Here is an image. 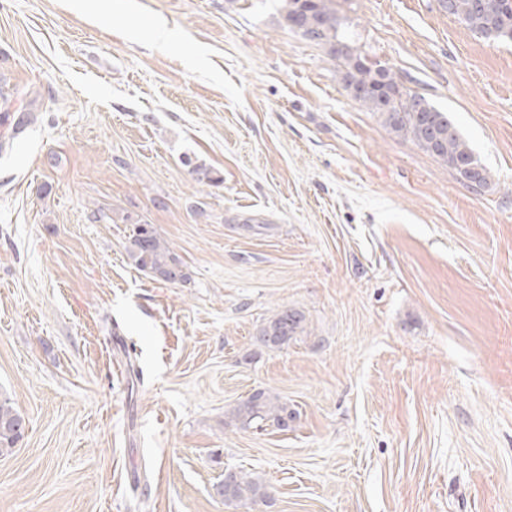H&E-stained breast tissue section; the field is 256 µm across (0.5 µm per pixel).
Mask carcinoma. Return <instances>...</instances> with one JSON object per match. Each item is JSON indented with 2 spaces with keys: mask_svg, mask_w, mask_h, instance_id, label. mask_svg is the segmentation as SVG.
Listing matches in <instances>:
<instances>
[{
  "mask_svg": "<svg viewBox=\"0 0 512 512\" xmlns=\"http://www.w3.org/2000/svg\"><path fill=\"white\" fill-rule=\"evenodd\" d=\"M332 2L283 0L285 26L310 42L328 47L331 58L340 63L344 89L355 92L352 100L377 114L392 133L442 160L472 190L487 188L489 171L476 158L448 113L406 87L389 66L379 61L366 62V54L345 39ZM442 9L481 36L504 25L512 27V0H444ZM126 253L135 268L160 281L176 285L189 280L180 258L150 224H134ZM304 332L303 314L283 306L260 326L258 341L267 348L280 349ZM294 417L288 403L268 389L252 393L231 411V420L241 429L268 423L286 429ZM25 427V419L14 409L10 398L0 397V456L13 451ZM217 490L224 503L235 506L254 505L268 497L265 481L242 471L227 472Z\"/></svg>",
  "mask_w": 512,
  "mask_h": 512,
  "instance_id": "carcinoma-1",
  "label": "carcinoma"
}]
</instances>
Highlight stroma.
I'll return each mask as SVG.
<instances>
[{
	"mask_svg": "<svg viewBox=\"0 0 512 512\" xmlns=\"http://www.w3.org/2000/svg\"><path fill=\"white\" fill-rule=\"evenodd\" d=\"M334 6L489 189L355 104L281 0H0V394L27 423L0 512H512V43L438 0ZM136 221L189 281L131 265ZM280 305L307 330L269 349ZM263 388L294 419L236 428ZM228 471L266 502L225 504Z\"/></svg>",
	"mask_w": 512,
	"mask_h": 512,
	"instance_id": "35a3bbf8",
	"label": "stroma"
}]
</instances>
